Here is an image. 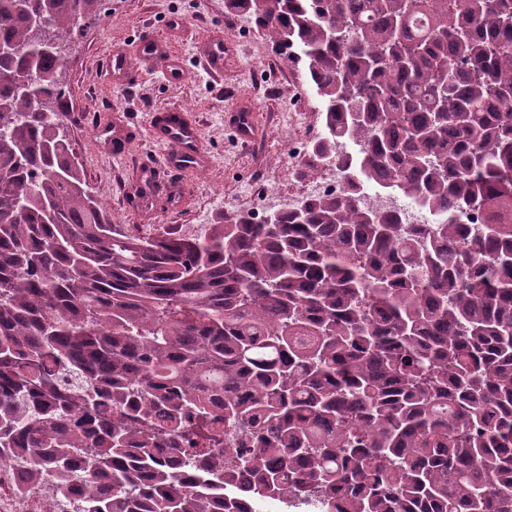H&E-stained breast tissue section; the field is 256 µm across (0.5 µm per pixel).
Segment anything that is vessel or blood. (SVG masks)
<instances>
[{"instance_id":"1","label":"vessel or blood","mask_w":512,"mask_h":512,"mask_svg":"<svg viewBox=\"0 0 512 512\" xmlns=\"http://www.w3.org/2000/svg\"><path fill=\"white\" fill-rule=\"evenodd\" d=\"M210 70L218 72L224 67V38L216 35L200 47ZM168 49L164 41L152 34L140 38L135 51H114L109 65L114 73L125 74L135 69L139 57L167 56ZM152 132L158 143L164 144L167 151L164 160L168 166L180 168H201L206 166L207 157L201 148L198 127L192 123L183 108L177 107L156 113L152 118Z\"/></svg>"}]
</instances>
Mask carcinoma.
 <instances>
[{
	"instance_id": "cac0c4a2",
	"label": "carcinoma",
	"mask_w": 512,
	"mask_h": 512,
	"mask_svg": "<svg viewBox=\"0 0 512 512\" xmlns=\"http://www.w3.org/2000/svg\"><path fill=\"white\" fill-rule=\"evenodd\" d=\"M54 2L40 35L0 0V460L78 512H241L212 494L234 480L311 512H512V0H227L299 49L309 169L346 181L195 238L118 232L90 191L68 56L36 44L70 50L101 0ZM374 181L437 222L363 206ZM345 182L344 174L339 171L336 164L329 163L319 173L318 177L313 179L307 186L303 199L317 198L323 194L338 192ZM297 202V203H298ZM296 203V204H297Z\"/></svg>"
}]
</instances>
